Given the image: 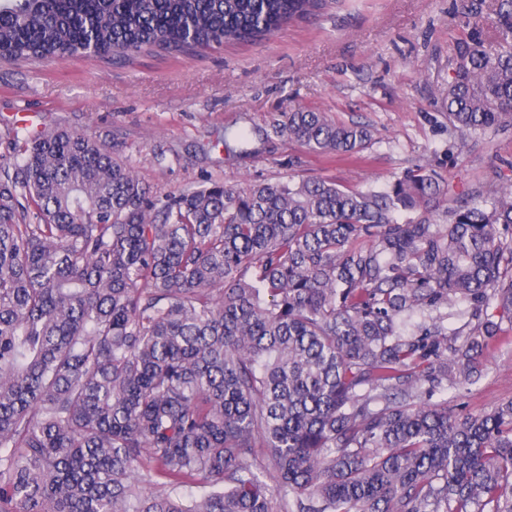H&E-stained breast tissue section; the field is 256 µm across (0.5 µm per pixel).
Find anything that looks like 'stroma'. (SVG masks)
Listing matches in <instances>:
<instances>
[{"mask_svg": "<svg viewBox=\"0 0 512 512\" xmlns=\"http://www.w3.org/2000/svg\"><path fill=\"white\" fill-rule=\"evenodd\" d=\"M500 0H333L270 40L126 59L0 60V142L16 124L84 131L104 140L153 195L216 181L277 182L330 177L380 190L424 165L447 189L429 217L464 191L494 189V169L512 175V124L467 140L448 124L445 89L466 18L484 35ZM304 107L368 125L358 156L315 155L288 137L225 146V133L266 126ZM484 356L488 372L435 395L450 414L492 410L512 399V323Z\"/></svg>", "mask_w": 512, "mask_h": 512, "instance_id": "stroma-1", "label": "stroma"}]
</instances>
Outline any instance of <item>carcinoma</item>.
Wrapping results in <instances>:
<instances>
[{
    "instance_id": "cac0c4a2",
    "label": "carcinoma",
    "mask_w": 512,
    "mask_h": 512,
    "mask_svg": "<svg viewBox=\"0 0 512 512\" xmlns=\"http://www.w3.org/2000/svg\"><path fill=\"white\" fill-rule=\"evenodd\" d=\"M322 2L0 0V60L255 43ZM495 27L454 58L462 139L512 122V0ZM256 134L347 157L372 140L303 108ZM6 150L0 512H512V400L431 402L512 322L511 178L439 227L424 168L161 200L88 133L16 128ZM459 304L468 332L404 335ZM436 317H441L442 324L444 327L448 328V331L454 329H462L463 324L466 321V318H463L457 314L455 308L449 309L446 307H441L438 310H425L418 311L412 315V317L407 321L406 327L404 329L405 334L411 335L417 332L418 326L422 324H429L432 321V318L435 320Z\"/></svg>"
}]
</instances>
